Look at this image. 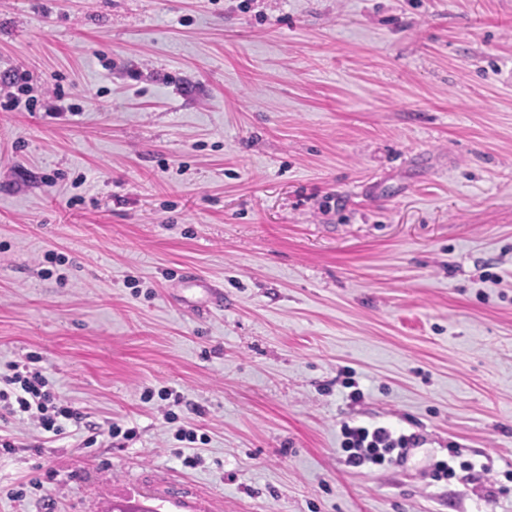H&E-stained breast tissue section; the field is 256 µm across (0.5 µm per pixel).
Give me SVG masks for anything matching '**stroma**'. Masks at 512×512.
Listing matches in <instances>:
<instances>
[{
  "instance_id": "1",
  "label": "stroma",
  "mask_w": 512,
  "mask_h": 512,
  "mask_svg": "<svg viewBox=\"0 0 512 512\" xmlns=\"http://www.w3.org/2000/svg\"><path fill=\"white\" fill-rule=\"evenodd\" d=\"M18 65L79 110L0 91V369L84 419L0 512H512V0H0ZM342 448L347 453L345 464L359 468L366 464L383 465L393 461V452L399 449L398 456L407 453L418 443L415 436L399 434L386 426H350L341 425Z\"/></svg>"
}]
</instances>
